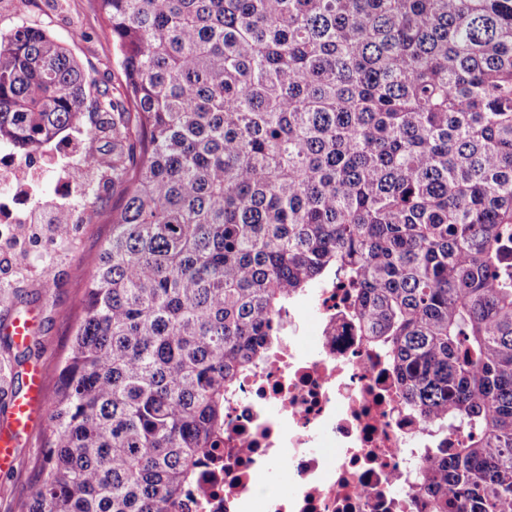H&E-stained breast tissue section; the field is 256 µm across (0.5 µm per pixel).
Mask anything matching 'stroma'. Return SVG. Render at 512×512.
<instances>
[{
  "instance_id": "1",
  "label": "stroma",
  "mask_w": 512,
  "mask_h": 512,
  "mask_svg": "<svg viewBox=\"0 0 512 512\" xmlns=\"http://www.w3.org/2000/svg\"><path fill=\"white\" fill-rule=\"evenodd\" d=\"M22 25L42 27L60 40L91 75L95 90L109 92L122 82L119 51L103 33L97 0H66L62 10L55 0H0V37ZM86 200L88 208L75 228L73 246L42 241L0 280V324L29 310L39 316L29 341L30 358H21V346L5 347L6 336L0 333V377L11 388H21L24 369L32 360L43 368L49 388L58 384L81 311L86 274L112 232L106 218L119 195L95 183ZM43 454L44 428L39 425L22 437L13 470L0 476V512H18L19 503L30 499Z\"/></svg>"
}]
</instances>
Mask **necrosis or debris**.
<instances>
[{"label": "necrosis or debris", "mask_w": 512, "mask_h": 512, "mask_svg": "<svg viewBox=\"0 0 512 512\" xmlns=\"http://www.w3.org/2000/svg\"><path fill=\"white\" fill-rule=\"evenodd\" d=\"M309 300L313 348L297 309L278 349L224 400V446L187 512H428L419 475L433 429L406 405L383 352L360 336L347 289ZM287 470L288 490L270 482Z\"/></svg>", "instance_id": "4bbe7bcc"}]
</instances>
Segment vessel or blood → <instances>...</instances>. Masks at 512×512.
Masks as SVG:
<instances>
[{
    "instance_id": "1",
    "label": "vessel or blood",
    "mask_w": 512,
    "mask_h": 512,
    "mask_svg": "<svg viewBox=\"0 0 512 512\" xmlns=\"http://www.w3.org/2000/svg\"><path fill=\"white\" fill-rule=\"evenodd\" d=\"M25 391L11 394L10 413L6 423L0 424V473L13 467L16 441L27 434L46 417L48 389L39 365H29L25 372Z\"/></svg>"
}]
</instances>
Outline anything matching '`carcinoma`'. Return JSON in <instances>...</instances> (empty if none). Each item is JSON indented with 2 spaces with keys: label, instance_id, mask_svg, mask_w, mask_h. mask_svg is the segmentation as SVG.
Here are the masks:
<instances>
[{
  "label": "carcinoma",
  "instance_id": "1",
  "mask_svg": "<svg viewBox=\"0 0 512 512\" xmlns=\"http://www.w3.org/2000/svg\"><path fill=\"white\" fill-rule=\"evenodd\" d=\"M99 5L117 96L0 38V143L110 112L122 188L21 512H183L276 312L332 282L436 428L431 512H512V0Z\"/></svg>",
  "mask_w": 512,
  "mask_h": 512
}]
</instances>
